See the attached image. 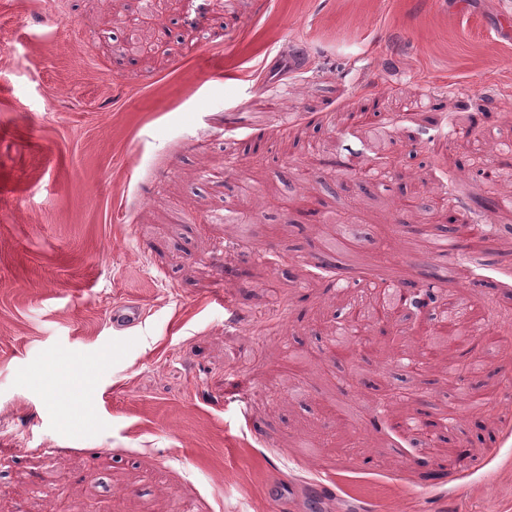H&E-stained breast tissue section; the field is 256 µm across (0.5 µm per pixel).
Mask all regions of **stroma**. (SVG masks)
Wrapping results in <instances>:
<instances>
[{"label": "stroma", "instance_id": "35a3bbf8", "mask_svg": "<svg viewBox=\"0 0 512 512\" xmlns=\"http://www.w3.org/2000/svg\"><path fill=\"white\" fill-rule=\"evenodd\" d=\"M1 46L0 512H308L318 482L317 512H512V335L470 386L390 361L393 332L422 346L401 309L339 357L343 293L307 278L340 220L349 279L398 288L438 225L485 226L450 198L512 172L480 145L512 139V0H0ZM491 216L460 241L489 270L440 295L496 326L512 203ZM112 328L116 332L133 328L139 319L138 309L130 305H121L112 309Z\"/></svg>", "mask_w": 512, "mask_h": 512}]
</instances>
